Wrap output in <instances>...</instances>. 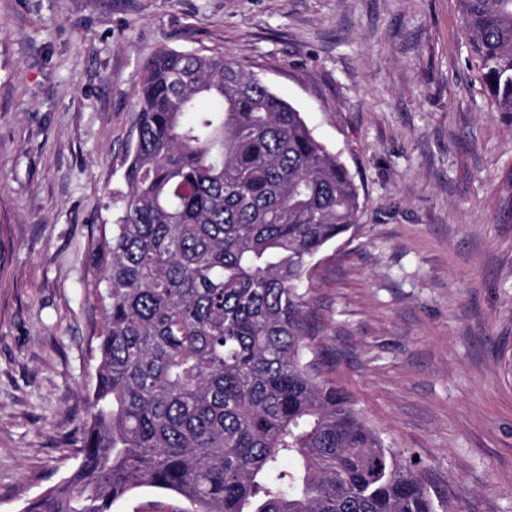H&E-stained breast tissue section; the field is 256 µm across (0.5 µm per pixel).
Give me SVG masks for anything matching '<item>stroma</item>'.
Returning a JSON list of instances; mask_svg holds the SVG:
<instances>
[{
    "label": "stroma",
    "instance_id": "stroma-1",
    "mask_svg": "<svg viewBox=\"0 0 512 512\" xmlns=\"http://www.w3.org/2000/svg\"><path fill=\"white\" fill-rule=\"evenodd\" d=\"M236 57L360 193L317 257L336 379L453 512H512V116L456 0H0V512L76 466L94 385L84 284L159 48ZM140 488L112 512H179Z\"/></svg>",
    "mask_w": 512,
    "mask_h": 512
}]
</instances>
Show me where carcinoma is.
<instances>
[{
  "label": "carcinoma",
  "mask_w": 512,
  "mask_h": 512,
  "mask_svg": "<svg viewBox=\"0 0 512 512\" xmlns=\"http://www.w3.org/2000/svg\"><path fill=\"white\" fill-rule=\"evenodd\" d=\"M458 4L467 62L512 113V0ZM135 95L126 191L88 258L81 459L23 512H111L140 487L182 512H448L317 362L313 261L360 207L339 157L224 54L162 49Z\"/></svg>",
  "instance_id": "1"
}]
</instances>
